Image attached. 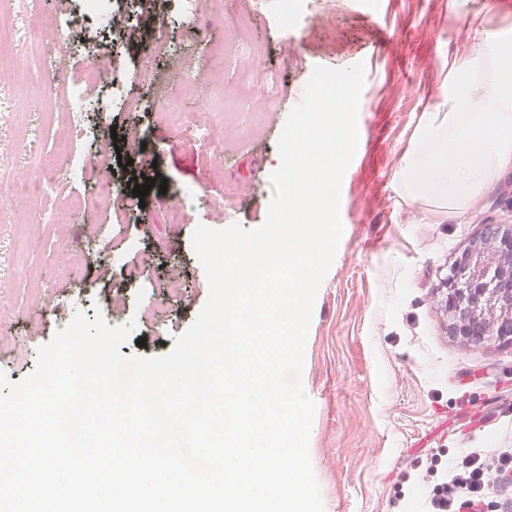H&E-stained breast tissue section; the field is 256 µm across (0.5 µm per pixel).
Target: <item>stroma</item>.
Masks as SVG:
<instances>
[{"instance_id":"1","label":"stroma","mask_w":512,"mask_h":512,"mask_svg":"<svg viewBox=\"0 0 512 512\" xmlns=\"http://www.w3.org/2000/svg\"><path fill=\"white\" fill-rule=\"evenodd\" d=\"M491 0H378L376 9L338 0L319 11L305 0L292 25L278 23L280 0H202L185 23L179 0H157L166 48L151 78L134 63L123 73V97L99 84L86 88L85 128L34 87L0 89V370L10 381L28 377L40 346L76 310L103 313L108 325L136 319L134 341L120 352L157 357L195 321L208 297L191 237L197 225L260 227L279 166L277 140L315 66L347 68L378 54L367 67L359 111L357 156L341 188L344 227L334 261L315 300L302 381L315 404L309 451L324 512H425L450 461L475 452L488 460L512 453V346L466 343L452 336L437 288L485 225L512 224V166L498 173L472 208L437 209L404 201L396 175L427 112L439 103L448 66L481 50L475 30ZM243 24L266 47L262 66L278 81L277 108L264 113L248 139L238 128L250 114L233 96L242 62L217 55L229 22ZM64 25L72 53L62 65L66 84L81 85L90 63L104 70L125 45L89 56L83 30L99 40L109 29L97 18L42 0L40 10L17 14L13 53L46 57L56 25ZM190 58L218 87L204 103L184 97L181 119L159 109L156 85L172 80L176 60ZM111 100L107 120L100 105ZM224 130V166H213L209 130ZM116 135L123 162L114 168L119 192L104 208L91 202L92 174L72 175L76 161ZM56 171V192L23 208L11 198L13 179ZM166 179L145 205L127 207L136 183ZM197 190L199 205L182 223L171 221L181 189ZM85 198L72 223L53 224L52 212ZM85 255L82 269L64 277L67 255ZM137 267V281L122 265ZM178 273L181 286L158 285Z\"/></svg>"}]
</instances>
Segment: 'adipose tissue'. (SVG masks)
<instances>
[{"mask_svg": "<svg viewBox=\"0 0 512 512\" xmlns=\"http://www.w3.org/2000/svg\"><path fill=\"white\" fill-rule=\"evenodd\" d=\"M481 51L450 65L436 108L426 114L397 173L404 199L452 211L473 207L512 164V18L489 17Z\"/></svg>", "mask_w": 512, "mask_h": 512, "instance_id": "obj_1", "label": "adipose tissue"}]
</instances>
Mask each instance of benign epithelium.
<instances>
[{
  "label": "benign epithelium",
  "mask_w": 512,
  "mask_h": 512,
  "mask_svg": "<svg viewBox=\"0 0 512 512\" xmlns=\"http://www.w3.org/2000/svg\"><path fill=\"white\" fill-rule=\"evenodd\" d=\"M451 335L477 343L488 329L512 344V224H487L438 288Z\"/></svg>",
  "instance_id": "1"
}]
</instances>
